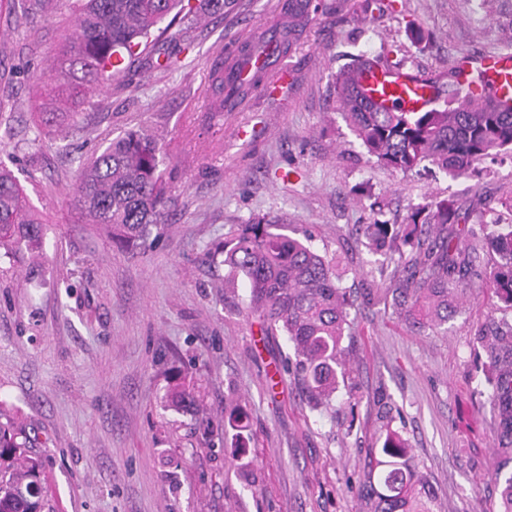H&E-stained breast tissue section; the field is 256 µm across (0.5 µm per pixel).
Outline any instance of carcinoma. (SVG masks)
<instances>
[{
  "label": "carcinoma",
  "instance_id": "cac0c4a2",
  "mask_svg": "<svg viewBox=\"0 0 512 512\" xmlns=\"http://www.w3.org/2000/svg\"><path fill=\"white\" fill-rule=\"evenodd\" d=\"M80 33L61 47L56 58L63 79L76 89L98 85L124 71L125 59L148 52L155 32L174 11L211 16L230 11L235 0H75ZM301 0H288V43L293 50L309 22ZM379 67L399 69L381 57L357 56L336 74V105L345 123L376 162L402 173L429 165L452 176L472 173L490 156L512 158V112L493 105L471 104L485 88L479 71L461 79L450 72L444 83L425 78L433 106L406 112L401 106L362 103L364 75ZM211 90L224 102L223 63L212 71ZM157 139L133 131L88 161L78 186V203L91 223L113 242L133 249L161 223L160 206L168 193L159 171ZM461 207L448 199L415 209L405 224L376 221L363 225L370 249L381 256L398 254L405 276L388 286L373 284L367 302L382 303L403 313L418 329L448 330V321L480 282L495 302L489 322L476 333L487 359L491 399L497 412V453L512 461V324L501 326L495 314L512 315V224L495 218L478 227L461 224ZM43 224L33 212L17 178L0 168V257L24 249L42 250ZM213 253L224 256L232 277L249 289V308L260 329L284 333L293 351L294 372L308 406L323 412L334 408L336 392L347 383L352 366L343 346L350 335L351 294L343 288L333 262L308 238L276 232L270 221L244 224ZM165 407L198 413L203 407L181 385L168 388ZM37 435L20 414L0 402V512H56L43 462L36 452ZM380 458L365 475L363 499L371 512H440L433 488L411 463L404 440L386 434ZM495 479L501 486L499 512H512V472Z\"/></svg>",
  "mask_w": 512,
  "mask_h": 512
}]
</instances>
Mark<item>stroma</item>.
Returning a JSON list of instances; mask_svg holds the SVG:
<instances>
[{
    "instance_id": "obj_1",
    "label": "stroma",
    "mask_w": 512,
    "mask_h": 512,
    "mask_svg": "<svg viewBox=\"0 0 512 512\" xmlns=\"http://www.w3.org/2000/svg\"><path fill=\"white\" fill-rule=\"evenodd\" d=\"M361 2L327 0L288 58V87L220 114L210 110L216 57L279 0L178 21L173 68L135 60L87 96L55 68L75 31L68 0L26 19L0 0V167L47 227L38 265L0 259V400L46 438L57 512H368L361 481L388 427L441 512H498L497 418L473 342L491 293L475 292L447 334L413 328L364 301L396 266L379 265L360 227L403 223L441 199L478 223L475 190L512 198V160L458 178L380 165L339 114L333 86L361 54L434 75L465 52L512 50V0H392L366 20ZM44 112L61 113L59 124L43 125ZM138 129L162 145L169 192L162 231L126 250L88 224L76 190L88 159ZM262 218L311 233L355 301L356 395L339 392L335 411L303 403L294 373L271 384L284 337L262 334L243 283L211 254ZM176 376L196 386L215 425L164 408Z\"/></svg>"
}]
</instances>
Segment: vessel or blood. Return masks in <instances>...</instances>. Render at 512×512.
Listing matches in <instances>:
<instances>
[{
    "label": "vessel or blood",
    "mask_w": 512,
    "mask_h": 512,
    "mask_svg": "<svg viewBox=\"0 0 512 512\" xmlns=\"http://www.w3.org/2000/svg\"><path fill=\"white\" fill-rule=\"evenodd\" d=\"M282 18V13H274L267 23L252 30V37L262 38L261 47L245 54L236 49L226 53L224 76L229 82L245 87L257 85L269 93L288 84L293 72L281 49L286 39ZM475 63L484 69L495 94L512 100V51L488 52L476 58ZM364 85L368 96L377 103L398 101L410 112L423 111L430 105L429 90L401 71L375 69L365 77Z\"/></svg>",
    "instance_id": "b4317fda"
}]
</instances>
